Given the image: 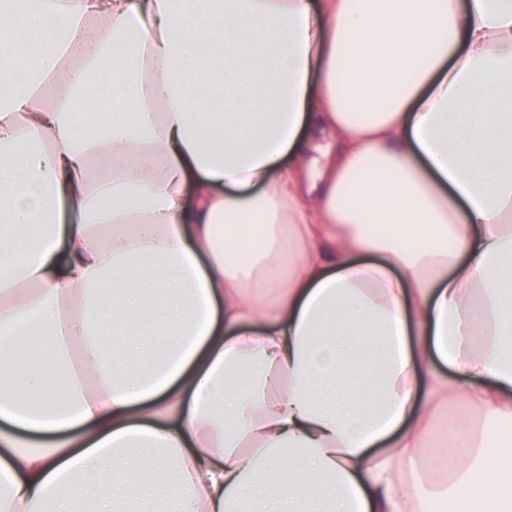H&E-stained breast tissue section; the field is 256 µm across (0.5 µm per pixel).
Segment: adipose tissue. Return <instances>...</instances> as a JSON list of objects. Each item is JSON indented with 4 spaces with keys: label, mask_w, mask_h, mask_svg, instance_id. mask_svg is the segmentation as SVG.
<instances>
[{
    "label": "adipose tissue",
    "mask_w": 512,
    "mask_h": 512,
    "mask_svg": "<svg viewBox=\"0 0 512 512\" xmlns=\"http://www.w3.org/2000/svg\"><path fill=\"white\" fill-rule=\"evenodd\" d=\"M0 329V512H512V0H0Z\"/></svg>",
    "instance_id": "obj_1"
}]
</instances>
